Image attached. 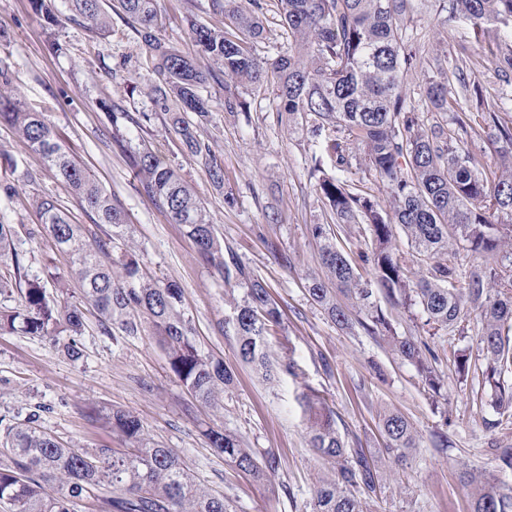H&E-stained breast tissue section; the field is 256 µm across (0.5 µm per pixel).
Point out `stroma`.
Segmentation results:
<instances>
[{"label": "stroma", "mask_w": 512, "mask_h": 512, "mask_svg": "<svg viewBox=\"0 0 512 512\" xmlns=\"http://www.w3.org/2000/svg\"><path fill=\"white\" fill-rule=\"evenodd\" d=\"M156 3L161 37L200 68H209L187 19L221 27L223 14L211 0ZM239 6L263 21L266 37L255 44L258 54L272 45L287 47L277 0H239ZM109 21L107 36L64 15L51 27L31 0H0V78L7 81L6 92L43 113L63 145L117 200L129 224L126 249L139 255L148 275L179 283L198 342L223 358L235 379L224 390L223 407L191 403L149 328L135 336H105L90 312L85 357L77 362L49 339L19 331L0 334V418L22 423L36 413L43 429L66 447L122 449L127 440L104 419L122 410L140 419L144 446L175 449L205 487L229 499L232 512H307L316 486L332 474L308 444L301 395L312 389L334 410L336 430L347 447L363 450L379 474L375 491L363 496L367 512H472V498L461 481L466 470L494 473L503 488H512V471L498 469L489 453L495 446H512V430L488 428L493 409L481 403L475 382L459 381L451 362L453 351L466 348L473 369L485 368L474 334L454 330L432 337L446 395L436 406L420 388L414 366L387 340L368 335L356 323L340 328L309 297L308 278L327 275L311 229L331 221L312 174L322 141L312 122L278 121L269 85L241 89L247 112H228L223 80H209L201 90L209 100L208 116L189 112L185 118L224 169V183L216 185L205 160L188 151L168 114L156 105L152 82L143 80L149 63L145 45L117 15ZM54 40L63 53L50 52ZM490 42L512 44V28L494 24L483 33L463 17H448L440 0H426L407 23L405 47L413 65L403 94L429 126L443 115L424 102L428 75L440 70L472 75L480 98L461 95L454 103L455 111L470 113L474 124L462 139L487 172L499 176L505 167L496 145L479 128V111L489 108L512 121V72L498 70L486 51ZM102 99L118 112L149 114L143 127H128L129 136L179 170L219 240L264 280L282 312L281 328L267 352L278 363L294 360V374L270 381L240 360L227 298L243 296V286L225 283L204 264L182 226L170 223L141 192L124 155L112 146V123L98 107ZM0 183L15 188L14 195L0 198V223L18 227L14 248L28 272L53 266L68 277L70 294L79 295L78 282L68 276L67 257L38 231L36 203L53 198L75 223L88 227L93 217L40 155L3 124ZM387 411L404 415L418 432L416 448L400 463L381 453L380 418ZM211 427L234 433L242 447L274 453L275 473L261 482L239 475L210 447L205 432ZM434 432L447 434V447L431 446Z\"/></svg>", "instance_id": "stroma-1"}]
</instances>
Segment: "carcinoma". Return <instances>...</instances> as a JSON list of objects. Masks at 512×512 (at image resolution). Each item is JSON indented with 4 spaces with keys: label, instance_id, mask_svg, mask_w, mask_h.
I'll list each match as a JSON object with an SVG mask.
<instances>
[{
    "label": "carcinoma",
    "instance_id": "obj_1",
    "mask_svg": "<svg viewBox=\"0 0 512 512\" xmlns=\"http://www.w3.org/2000/svg\"><path fill=\"white\" fill-rule=\"evenodd\" d=\"M288 27L290 51L273 59L252 52L247 42L233 40L226 32L188 20L192 38L201 51L224 73V108L246 109L240 93L229 82L276 83L278 119H311L324 133L321 156L341 168L348 164V146L364 152L388 195L384 206L374 195L335 176L318 178L317 191L326 201L334 224H368L372 231L371 255L366 257L376 283L393 305L419 309L424 325L446 329L476 318L475 334L487 366L478 380L479 390H490L489 404L497 414L491 427L512 426V281H498V266L512 265V173L489 184L480 161L460 145L458 134L437 123L422 127L418 113L402 95L404 72L413 56L405 52L402 32L414 9L412 0H279ZM47 23L58 21L64 7L82 19L85 27L109 32L100 0H32ZM119 17L149 49L148 71L157 75L155 103L162 109L173 101L184 112L199 117L208 112L200 94L207 74L194 61L158 35L154 0H113ZM231 25L252 40L263 38L260 17L246 14L237 0H213ZM441 9L453 18L461 15L477 29L486 24L512 23V0H448ZM500 71L512 70V47L488 48ZM426 98L437 112L452 108L448 73L428 77ZM0 122L38 152L56 175L69 185L83 209L95 215L94 225H106L96 240L98 252L112 253L125 240L129 225L123 209L98 184L90 172L60 143L43 114L0 94ZM483 129L512 160V125L496 112L482 116ZM188 150L195 156L209 152L188 123L174 117ZM112 146L126 156L148 196L165 208L171 223L181 225L194 242L202 260L225 281L246 284L244 296L231 298L233 326L239 358L272 379L278 371L293 373V360L275 366L266 352L267 337L282 324L281 312L258 276L224 260V247L209 224L204 207L174 167L163 163L142 143L121 134ZM42 231L70 257V274L81 285L79 297L56 300L47 292L51 281L62 286V277L50 268L43 276L21 273L18 254H12L18 307L0 311V331L20 330L31 336H48L72 361L84 356L82 336L85 310L93 309L100 332L110 336L118 329L126 336L140 332V317H147L153 335L165 350L169 369L195 402L212 405L233 381L224 360L206 352L197 342L192 318L183 308V293L173 280H151L142 273L140 258L125 250L118 253L122 276L114 277L112 265L98 252L85 247L89 229L71 222L53 199L38 202ZM405 233L412 257L427 265L426 274L412 282L405 276L402 257L393 245L395 226ZM314 236L322 241L321 262L336 289L355 296L364 317L359 325L370 335L387 339L393 350L417 371L422 388L433 402L444 397V382L432 365L431 346L413 336H400L390 318L372 301L373 291L362 281L350 258L318 224ZM458 242L482 261L483 271L456 287V268L438 257ZM310 298L341 327L352 325L345 311L331 299V289L319 279L308 284ZM310 421L308 443L334 470V478L320 484L309 503L310 512H366L359 497L375 487L378 475L366 457L347 448L335 427V413L311 390L302 394ZM112 428L136 441L142 424L122 411L106 415ZM33 414L19 425L0 419V512H229V504L197 480L184 460L171 448H68L36 426ZM386 445L383 452L404 461L416 447L409 423L396 413L382 419ZM210 447L245 474L263 479L275 473V455L243 448L224 429L206 431ZM56 484L59 492L46 493ZM473 487V512H512V490L486 478L467 477Z\"/></svg>",
    "mask_w": 512,
    "mask_h": 512
}]
</instances>
